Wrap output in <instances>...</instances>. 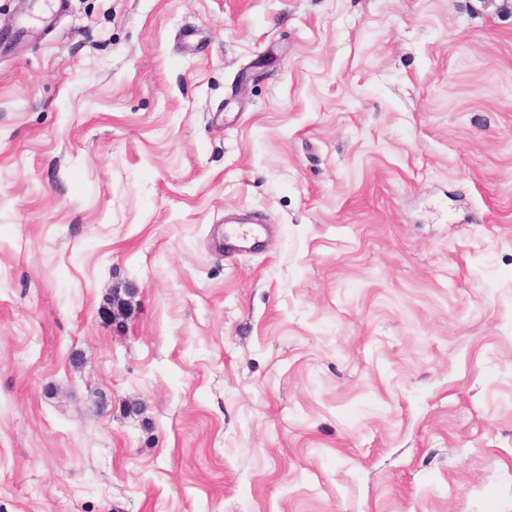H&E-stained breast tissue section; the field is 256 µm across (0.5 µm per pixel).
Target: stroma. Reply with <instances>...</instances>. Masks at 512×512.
Returning a JSON list of instances; mask_svg holds the SVG:
<instances>
[{
  "label": "stroma",
  "instance_id": "35a3bbf8",
  "mask_svg": "<svg viewBox=\"0 0 512 512\" xmlns=\"http://www.w3.org/2000/svg\"><path fill=\"white\" fill-rule=\"evenodd\" d=\"M0 512H512V18L66 0L0 55Z\"/></svg>",
  "mask_w": 512,
  "mask_h": 512
}]
</instances>
